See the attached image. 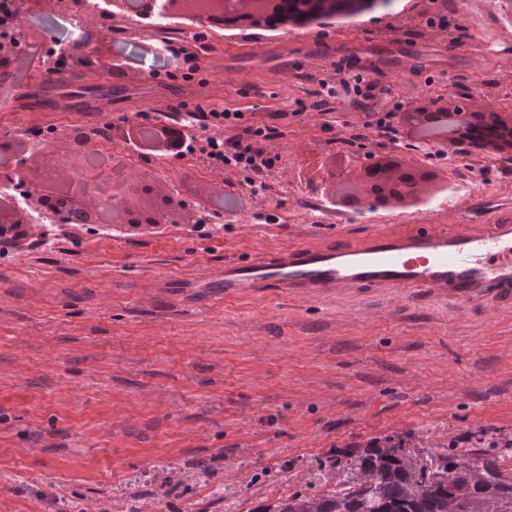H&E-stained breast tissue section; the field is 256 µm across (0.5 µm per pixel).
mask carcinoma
<instances>
[{"label": "carcinoma", "mask_w": 512, "mask_h": 512, "mask_svg": "<svg viewBox=\"0 0 512 512\" xmlns=\"http://www.w3.org/2000/svg\"><path fill=\"white\" fill-rule=\"evenodd\" d=\"M474 437V460L411 432L345 446L320 466L327 489L255 512H512V436Z\"/></svg>", "instance_id": "obj_1"}]
</instances>
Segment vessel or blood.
Returning <instances> with one entry per match:
<instances>
[{
	"mask_svg": "<svg viewBox=\"0 0 512 512\" xmlns=\"http://www.w3.org/2000/svg\"><path fill=\"white\" fill-rule=\"evenodd\" d=\"M165 288H205L230 300L265 288L329 298L349 288L427 290L450 304H512V217L496 223L414 224L381 229L347 245L296 244L273 256L233 257L203 277L167 278Z\"/></svg>",
	"mask_w": 512,
	"mask_h": 512,
	"instance_id": "vessel-or-blood-1",
	"label": "vessel or blood"
}]
</instances>
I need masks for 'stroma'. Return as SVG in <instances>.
Returning a JSON list of instances; mask_svg holds the SVG:
<instances>
[{"label": "stroma", "instance_id": "35a3bbf8", "mask_svg": "<svg viewBox=\"0 0 512 512\" xmlns=\"http://www.w3.org/2000/svg\"><path fill=\"white\" fill-rule=\"evenodd\" d=\"M392 0L376 20L245 34L198 23L171 33L133 14L87 24L40 4L20 19L29 40L87 42L115 55L149 48L147 67L112 75L114 94L91 112H56L54 93L91 97L98 77L70 67L47 83L33 58L0 83V136L31 142L55 126V154L76 153L75 131L119 113L192 105L285 115L278 142L283 175L248 196L239 175L195 157L140 160L170 194L209 207L220 194L244 205L198 231L178 224L113 236L83 224H54L47 242L0 253V512H130L158 488V473H190L213 462L223 497L191 485L168 512H251L297 491H318L319 466L337 448L408 430L463 442L480 429L512 434V307L464 310L425 292L362 288L310 299L269 289L213 304L159 282L192 277L229 257L297 243L360 241L382 228L490 223L512 211V161L463 156L456 148H407L370 135L369 150H397L453 186L446 201L372 216L339 213L315 160L336 152L368 104L390 109L421 99L480 103L512 113V9L501 0ZM446 11L450 29L431 33L426 15ZM471 39L457 40L456 24ZM199 34L202 68L168 79V45ZM342 66L378 84L374 100L327 97L320 81ZM158 78H151L150 70ZM330 98L321 116L311 104ZM331 131H322L323 123Z\"/></svg>", "mask_w": 512, "mask_h": 512}]
</instances>
